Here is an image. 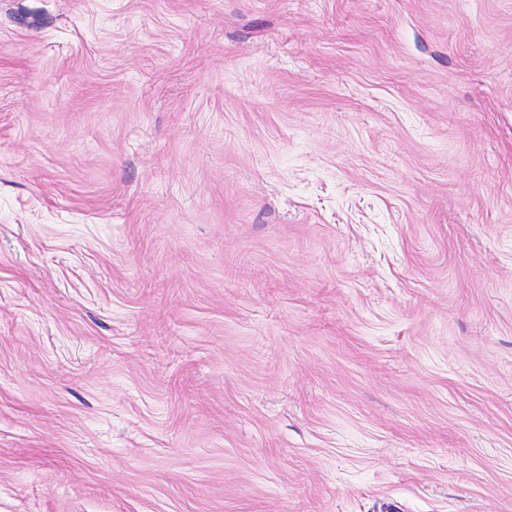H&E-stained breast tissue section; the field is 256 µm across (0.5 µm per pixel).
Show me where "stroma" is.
<instances>
[{
	"label": "stroma",
	"mask_w": 512,
	"mask_h": 512,
	"mask_svg": "<svg viewBox=\"0 0 512 512\" xmlns=\"http://www.w3.org/2000/svg\"><path fill=\"white\" fill-rule=\"evenodd\" d=\"M0 512H512V0H0Z\"/></svg>",
	"instance_id": "obj_1"
}]
</instances>
